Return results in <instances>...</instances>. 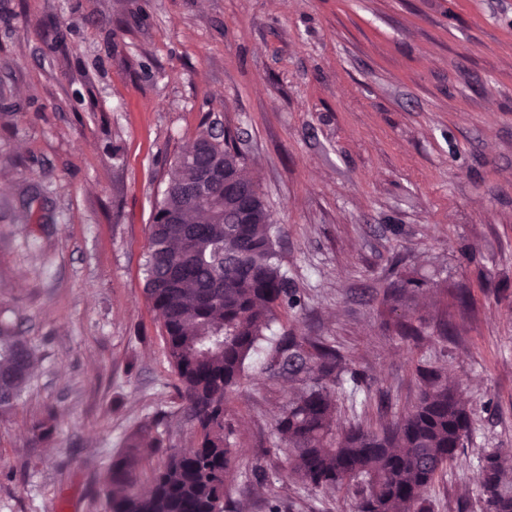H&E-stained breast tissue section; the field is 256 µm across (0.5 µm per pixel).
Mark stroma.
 I'll return each mask as SVG.
<instances>
[{
    "mask_svg": "<svg viewBox=\"0 0 512 512\" xmlns=\"http://www.w3.org/2000/svg\"><path fill=\"white\" fill-rule=\"evenodd\" d=\"M207 131L235 139L306 299L274 333L363 375L344 425L400 417L419 368L447 371L472 432L425 497L482 512L480 460L512 448V0H0V314L39 356L0 417V512H105L131 429L178 420L143 269L170 165ZM402 273L449 289L390 309ZM246 374L224 512H354V490L285 480L289 387L260 354Z\"/></svg>",
    "mask_w": 512,
    "mask_h": 512,
    "instance_id": "1",
    "label": "stroma"
}]
</instances>
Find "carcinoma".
Wrapping results in <instances>:
<instances>
[{
    "mask_svg": "<svg viewBox=\"0 0 512 512\" xmlns=\"http://www.w3.org/2000/svg\"><path fill=\"white\" fill-rule=\"evenodd\" d=\"M212 139L208 156L224 161V215L203 222L169 223L180 198L161 195L150 226L145 293L157 312L177 376L185 421L197 443L185 455L164 447L159 420L147 417L112 458L106 512H224V488L235 449L225 404L246 380L249 356L266 350L269 377L296 386L274 433L288 453L287 477L324 491L355 489V512H431L422 497L471 431L470 412L458 388L435 367L419 370L420 395L412 410L392 424L336 427L337 394L344 383L358 389L364 378L335 346L319 336L272 326L281 310L305 307L276 249L279 229L259 188L245 173L243 155L229 134ZM203 157L174 159L168 183L189 181ZM247 208L250 221L236 222ZM423 283L392 282L386 300L399 303ZM38 356L26 337L0 328V416L16 407L28 389ZM54 432L50 413L31 426L42 442ZM163 450L151 488H140L144 445ZM512 449L483 457L479 482L484 512H512Z\"/></svg>",
    "mask_w": 512,
    "mask_h": 512,
    "instance_id": "obj_1",
    "label": "carcinoma"
}]
</instances>
